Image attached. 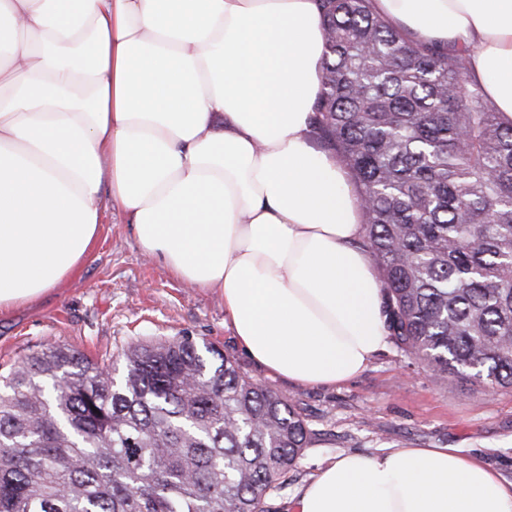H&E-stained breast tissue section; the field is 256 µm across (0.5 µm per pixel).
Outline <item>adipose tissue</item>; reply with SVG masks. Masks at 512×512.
<instances>
[{
  "label": "adipose tissue",
  "mask_w": 512,
  "mask_h": 512,
  "mask_svg": "<svg viewBox=\"0 0 512 512\" xmlns=\"http://www.w3.org/2000/svg\"><path fill=\"white\" fill-rule=\"evenodd\" d=\"M418 43L470 50L512 120V0H373ZM318 0H0V315L76 278L101 198L139 249L218 290L242 350L303 386L388 340L358 194L316 149ZM296 512H512V482L455 448L353 453Z\"/></svg>",
  "instance_id": "obj_1"
}]
</instances>
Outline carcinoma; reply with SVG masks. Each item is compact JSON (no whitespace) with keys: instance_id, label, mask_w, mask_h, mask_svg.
<instances>
[{"instance_id":"cac0c4a2","label":"carcinoma","mask_w":512,"mask_h":512,"mask_svg":"<svg viewBox=\"0 0 512 512\" xmlns=\"http://www.w3.org/2000/svg\"><path fill=\"white\" fill-rule=\"evenodd\" d=\"M312 139L356 186L390 339L438 382L512 388V121L372 0H319ZM115 379L67 347L0 380V512H269L310 430L234 357L130 346Z\"/></svg>"}]
</instances>
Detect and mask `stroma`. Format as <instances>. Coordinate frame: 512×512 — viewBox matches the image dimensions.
<instances>
[{
    "instance_id": "stroma-1",
    "label": "stroma",
    "mask_w": 512,
    "mask_h": 512,
    "mask_svg": "<svg viewBox=\"0 0 512 512\" xmlns=\"http://www.w3.org/2000/svg\"><path fill=\"white\" fill-rule=\"evenodd\" d=\"M182 336L234 356L242 372L290 399L310 429L296 469L269 501L272 512H294L300 489L340 455L408 445L459 449L512 481V388L492 391L453 377L435 382L425 364L391 343L338 386L273 375L238 348L220 293L189 285L143 255L126 217L107 206L83 275L0 316V373L53 345L120 370L127 347Z\"/></svg>"
}]
</instances>
